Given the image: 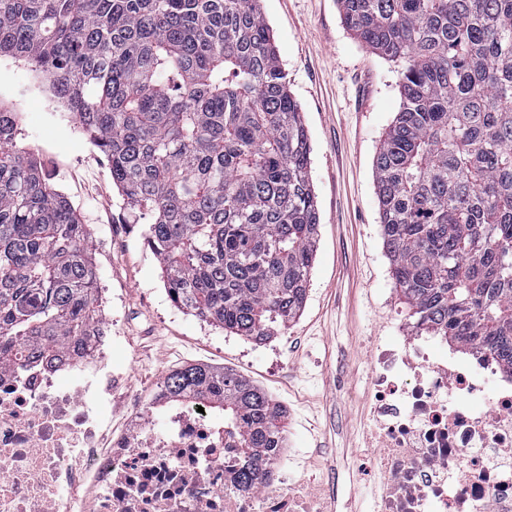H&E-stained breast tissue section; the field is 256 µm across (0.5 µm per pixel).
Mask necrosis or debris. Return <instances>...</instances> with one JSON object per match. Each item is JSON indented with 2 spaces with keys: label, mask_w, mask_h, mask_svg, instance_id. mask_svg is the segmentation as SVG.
I'll use <instances>...</instances> for the list:
<instances>
[{
  "label": "necrosis or debris",
  "mask_w": 512,
  "mask_h": 512,
  "mask_svg": "<svg viewBox=\"0 0 512 512\" xmlns=\"http://www.w3.org/2000/svg\"><path fill=\"white\" fill-rule=\"evenodd\" d=\"M91 356L0 371V512H314L303 486L241 483L237 437L196 406L163 425L131 411L112 428L126 374L111 316ZM373 512H512V381L465 346L415 330L371 341Z\"/></svg>",
  "instance_id": "necrosis-or-debris-1"
}]
</instances>
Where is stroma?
<instances>
[{"instance_id": "35a3bbf8", "label": "stroma", "mask_w": 512, "mask_h": 512, "mask_svg": "<svg viewBox=\"0 0 512 512\" xmlns=\"http://www.w3.org/2000/svg\"><path fill=\"white\" fill-rule=\"evenodd\" d=\"M288 87L311 143L320 215L303 311L258 345L224 332L169 299L146 225L113 235L122 214L110 166L89 136L24 63L0 58V102L21 114L23 143L43 176L87 224L105 301L119 317L125 394L151 405L177 367L207 363L250 378L288 408L281 461L318 489L321 512H371L375 477L370 340L407 321L379 227L374 161L400 107V63L366 49L347 29L336 0H261Z\"/></svg>"}]
</instances>
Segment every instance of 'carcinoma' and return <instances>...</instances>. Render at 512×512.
Returning <instances> with one entry per match:
<instances>
[{"mask_svg": "<svg viewBox=\"0 0 512 512\" xmlns=\"http://www.w3.org/2000/svg\"><path fill=\"white\" fill-rule=\"evenodd\" d=\"M402 63L376 154L380 232L412 326L512 375V0H337ZM44 74L148 224L170 301L262 344L304 308L320 217L311 144L260 0H0V57ZM0 106V369L91 351V237ZM171 402L224 412L263 479L287 410L197 363Z\"/></svg>", "mask_w": 512, "mask_h": 512, "instance_id": "1", "label": "carcinoma"}]
</instances>
